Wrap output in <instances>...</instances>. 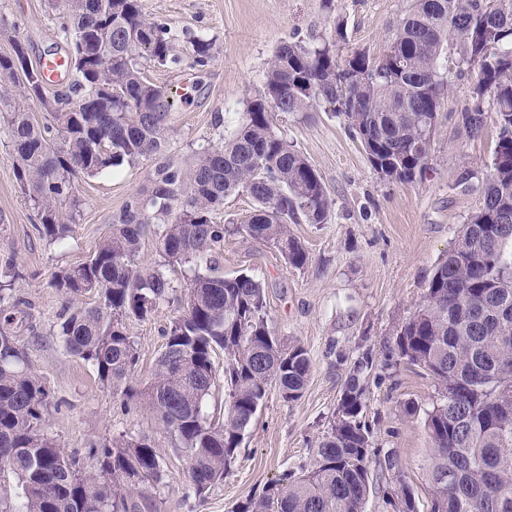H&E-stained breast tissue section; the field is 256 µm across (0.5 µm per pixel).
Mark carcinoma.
I'll return each instance as SVG.
<instances>
[{
  "instance_id": "cac0c4a2",
  "label": "carcinoma",
  "mask_w": 512,
  "mask_h": 512,
  "mask_svg": "<svg viewBox=\"0 0 512 512\" xmlns=\"http://www.w3.org/2000/svg\"><path fill=\"white\" fill-rule=\"evenodd\" d=\"M496 2L493 9L490 0H413L380 56L340 55L339 27L332 42L282 43L246 123L187 168L159 166L149 194L126 202L88 259L54 274L51 286L67 302L60 324L65 349L93 365L122 403L149 405L185 457L196 496L224 480L269 387L298 399L311 361L301 345L284 347L270 330L258 280L204 274L190 284L184 311L166 330L151 383L131 384L137 350L125 321L152 315L171 289L163 273L138 261L150 211L175 214L160 239L169 261H205L214 271L212 253L226 232L214 214L224 198L245 193L254 207L236 232L276 248L297 269L308 266L289 224L325 223L330 202L309 161L274 131L272 113L322 107L360 140L381 178L411 182L425 170L453 55L457 71H478L476 104L462 114L464 126L481 131L487 96L496 114L489 174L478 179L467 171L460 180L477 192L479 206L382 359L367 349L353 361L313 466L284 473L235 512H365L374 455L363 420L366 380L401 363L429 375L439 395L425 420L432 445L429 512H512V0ZM49 6L70 38L78 80L46 99L38 67L17 42L12 54L0 56V78L24 77L22 97L38 102L49 118L32 121L7 89L0 91V118L9 129L16 179L37 208V230L54 243L72 231L73 213L62 210V202L75 200L79 176L164 154L174 102L143 75L135 53L147 52L160 66L179 58L170 27L148 18L141 0H49ZM91 41L99 53L88 60L83 48ZM490 42L497 55L488 58ZM192 47L193 64L207 65L209 43ZM18 278L0 280V470L18 487L17 503L0 501V512H137L142 484L162 479L160 456L149 442L114 440L88 469L43 433L48 390L11 329L24 314L13 293ZM89 293L98 300L85 301ZM218 349L224 352V419L215 424L203 404L215 385ZM448 475L453 482L444 480ZM383 502L388 512H418L401 477L384 490Z\"/></svg>"
}]
</instances>
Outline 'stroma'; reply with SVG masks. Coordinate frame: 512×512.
<instances>
[{
    "instance_id": "stroma-1",
    "label": "stroma",
    "mask_w": 512,
    "mask_h": 512,
    "mask_svg": "<svg viewBox=\"0 0 512 512\" xmlns=\"http://www.w3.org/2000/svg\"><path fill=\"white\" fill-rule=\"evenodd\" d=\"M149 17L168 23L179 64L160 66L146 54L138 61L147 78L177 83L185 99L168 122L162 159L124 163L77 183L78 212L70 236L51 244L36 229L37 211L14 174V157L0 125V270L12 265L20 277L15 290L26 318L17 335L32 371L49 392L51 407L43 431L60 450L94 465L104 443L145 439L156 448L165 478L143 488L141 512H234L282 473L312 466L318 443L333 421L346 373L366 349L381 353L397 328L423 299L433 269L450 249L457 231L477 207L476 194L458 184L464 170L485 176L496 139L493 124L475 136L460 119L473 103L477 78L453 79L430 139L427 167L409 183L390 182L371 167L358 139L323 109L275 113L274 129L301 152L318 173L331 201L323 224L293 225L309 254L297 269L272 246L233 233L253 208L243 193L225 199L214 214L228 226L213 255L227 275L247 273L264 286L271 329L281 342L303 346L312 368L298 400L271 388L245 433L229 473L206 497H196L185 478L186 461L156 414L137 402L121 403L100 384L95 368L66 352L60 335L65 300L51 285L56 271L84 262L111 230L112 218L129 197L148 194L159 162L188 166L196 154L217 146L245 121L247 105L263 86L267 63L284 42L315 45L342 27L340 52L380 54L388 47L412 0H141ZM204 39L212 58L206 68L192 64V44ZM22 43L31 61L66 53L60 20L47 0H0V55ZM154 216L141 238L138 259L160 270L172 289L145 320L126 322L139 361L133 384L146 386L162 354L164 330L183 309L191 281L205 265L171 263L159 237L167 224ZM438 398L431 378L400 367L370 377L364 418L378 455L371 463L375 490L366 512H386L382 490L397 478L411 485L426 508L431 444L424 421ZM417 408L416 415L405 412ZM395 469H387L386 457Z\"/></svg>"
}]
</instances>
